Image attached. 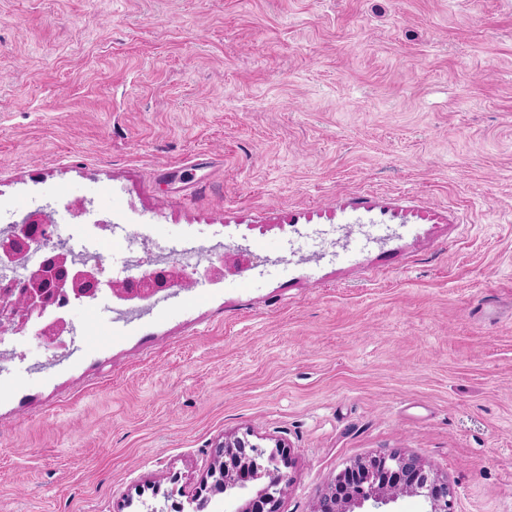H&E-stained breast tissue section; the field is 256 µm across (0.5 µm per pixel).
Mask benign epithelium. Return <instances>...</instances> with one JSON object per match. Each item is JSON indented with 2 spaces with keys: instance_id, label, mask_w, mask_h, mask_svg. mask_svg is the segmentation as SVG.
I'll list each match as a JSON object with an SVG mask.
<instances>
[{
  "instance_id": "7a95c632",
  "label": "benign epithelium",
  "mask_w": 512,
  "mask_h": 512,
  "mask_svg": "<svg viewBox=\"0 0 512 512\" xmlns=\"http://www.w3.org/2000/svg\"><path fill=\"white\" fill-rule=\"evenodd\" d=\"M53 222L42 209L27 214L20 222L18 245L0 249V260L17 259L24 246L29 230L39 229L37 242H47L52 236ZM55 267L67 271L61 279L46 283L45 271H33L27 284L17 290L5 291L0 299V334L22 332L30 323L41 320L58 301L72 296L76 299H93L100 286V271L93 268H76L70 254L64 249L54 251ZM258 266L246 247H238L228 255L210 264L205 273L213 278L241 273ZM196 271H188L173 263L161 274L145 273L137 279H114L109 283L112 295L132 300L147 297L160 289L186 288L194 282ZM68 331L63 318L45 322L40 336L48 344L55 345ZM292 465L290 450L277 441L272 447L253 440V432L247 430L240 435L224 438L214 453V460L203 479L199 491L192 498L205 502L209 494L221 487L249 482H260L250 498L237 506L233 512H279L282 498L292 484L289 469ZM427 475L425 463L414 454L393 452L357 460L342 469L332 479L327 489L316 502L314 512H363V508L379 509L406 497L421 496L418 484ZM425 512H453V490L448 479L434 475L430 477V489L424 496Z\"/></svg>"
}]
</instances>
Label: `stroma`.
<instances>
[{
  "label": "stroma",
  "mask_w": 512,
  "mask_h": 512,
  "mask_svg": "<svg viewBox=\"0 0 512 512\" xmlns=\"http://www.w3.org/2000/svg\"><path fill=\"white\" fill-rule=\"evenodd\" d=\"M87 208L74 219L71 204ZM111 277L194 236L285 256L0 360V512H169L225 435L291 451L279 512L405 452L512 512V0H0V213ZM382 224L350 257L289 227Z\"/></svg>",
  "instance_id": "1"
}]
</instances>
